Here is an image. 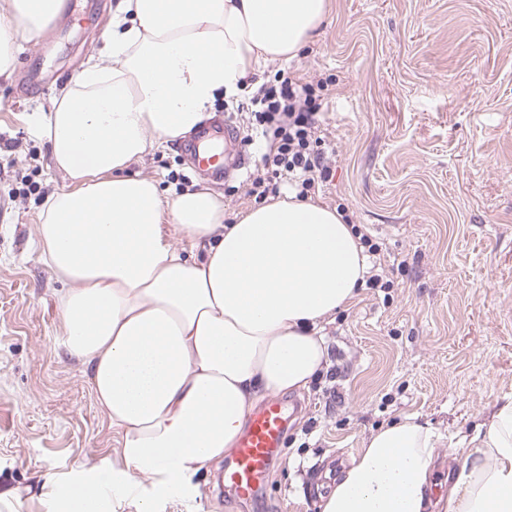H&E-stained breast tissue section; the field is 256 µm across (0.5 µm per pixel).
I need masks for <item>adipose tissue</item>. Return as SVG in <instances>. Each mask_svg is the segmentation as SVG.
<instances>
[{"instance_id":"obj_1","label":"adipose tissue","mask_w":512,"mask_h":512,"mask_svg":"<svg viewBox=\"0 0 512 512\" xmlns=\"http://www.w3.org/2000/svg\"><path fill=\"white\" fill-rule=\"evenodd\" d=\"M328 0H118L102 46L43 118L66 186L34 226L63 346L83 366L118 464L69 484L58 512H112L111 477L165 493L235 447L264 398L307 390L323 329L364 286L367 257L337 208L287 195L226 219L208 187L164 198L129 173L210 119L267 64L297 59ZM65 0H0V78L45 39ZM439 438L407 416L371 432L320 512H512V395L476 426L447 496Z\"/></svg>"}]
</instances>
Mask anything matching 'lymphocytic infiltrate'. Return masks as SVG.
<instances>
[{
  "mask_svg": "<svg viewBox=\"0 0 512 512\" xmlns=\"http://www.w3.org/2000/svg\"><path fill=\"white\" fill-rule=\"evenodd\" d=\"M251 123L248 133L262 135L267 149L261 153L250 195L264 198L272 182L288 180L301 195L326 181L330 170L322 166L318 152L321 103L311 85L300 83L293 73L282 71L276 84L260 86L249 98Z\"/></svg>",
  "mask_w": 512,
  "mask_h": 512,
  "instance_id": "obj_1",
  "label": "lymphocytic infiltrate"
}]
</instances>
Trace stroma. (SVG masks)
I'll return each mask as SVG.
<instances>
[{"mask_svg":"<svg viewBox=\"0 0 512 512\" xmlns=\"http://www.w3.org/2000/svg\"><path fill=\"white\" fill-rule=\"evenodd\" d=\"M114 0H66L45 40L25 48L0 82V479L39 497L0 512H54L74 478L115 460L109 423L77 359L62 346L56 297L33 226L65 181L37 120L99 44ZM322 84L325 162L316 191L342 206L381 248L387 288H362L323 333L335 378L283 393L298 407L269 475L246 502L219 490L212 464L189 496L108 493L112 512H320L325 473H338L380 427L404 416L440 437L437 494L448 491L474 426L512 394V0H330L298 59L274 62ZM265 144L237 139L220 152L244 167L217 185L226 216L253 206L248 176ZM139 172L163 195L180 176L177 150ZM52 484H45V476Z\"/></svg>","mask_w":512,"mask_h":512,"instance_id":"1","label":"stroma"}]
</instances>
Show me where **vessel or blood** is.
<instances>
[{"mask_svg": "<svg viewBox=\"0 0 512 512\" xmlns=\"http://www.w3.org/2000/svg\"><path fill=\"white\" fill-rule=\"evenodd\" d=\"M234 134V127L225 122L198 130L181 147L191 173L221 181L239 171L241 162L222 164L209 154L210 148L231 139ZM287 424L286 410L280 400H269L261 408L253 410L248 426L238 440L236 453L224 468L225 483L243 496L264 490L273 457L284 442Z\"/></svg>", "mask_w": 512, "mask_h": 512, "instance_id": "1", "label": "vessel or blood"}]
</instances>
